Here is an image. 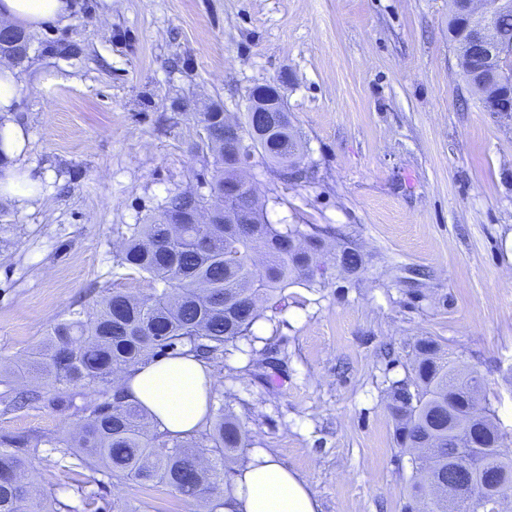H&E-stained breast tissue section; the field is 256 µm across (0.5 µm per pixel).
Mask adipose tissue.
<instances>
[{"mask_svg": "<svg viewBox=\"0 0 512 512\" xmlns=\"http://www.w3.org/2000/svg\"><path fill=\"white\" fill-rule=\"evenodd\" d=\"M71 9V0H0V21L37 29L66 21ZM19 92L11 70L1 68L0 150L13 160L23 154L27 139L23 127L11 118ZM215 385L205 362L192 355L157 359L118 380L126 399L147 409L159 431L180 438L205 422ZM224 501V512H319L311 486L264 450L241 469Z\"/></svg>", "mask_w": 512, "mask_h": 512, "instance_id": "1", "label": "adipose tissue"}]
</instances>
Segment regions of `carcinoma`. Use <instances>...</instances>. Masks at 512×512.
<instances>
[{
	"label": "carcinoma",
	"instance_id": "1",
	"mask_svg": "<svg viewBox=\"0 0 512 512\" xmlns=\"http://www.w3.org/2000/svg\"><path fill=\"white\" fill-rule=\"evenodd\" d=\"M494 24L499 39L511 44L512 12L498 15ZM196 148L215 158L210 198L191 191L170 195L158 216L133 225L121 253L120 264L149 279L150 292L104 290L93 312H76L53 324L44 340L15 365V378L33 377L49 387V397L34 391L31 400L44 399L60 411L75 407L79 388L102 391L100 400L80 409V423L69 439L0 434V512H72L54 488L33 489L25 482L29 456L41 447L62 459L74 456L96 473L168 487L186 502L204 500L208 512H222L224 462L249 446L236 419L221 407L205 433L172 438L157 429L144 408L109 392L112 376L167 354L214 358L226 343L252 334L264 314L258 300L278 302L291 286L317 284L320 259L339 261L341 272L364 264L355 247L328 250L329 235L317 227L308 234L316 241L314 248L298 252L292 245L301 234L298 226L269 223L266 203L257 196L252 205L258 223H224V137L205 134ZM255 150L258 165H274L280 182L308 178L301 165V141L291 128ZM475 390H484L482 378L429 337L414 346L411 376L389 386L394 441L409 455L412 470L403 512H493L491 506L472 508L481 494L474 486L450 500L426 491L420 479L428 459L436 475L448 479V451L472 446L512 478V459L500 444L495 411L484 406L488 424L465 418ZM85 487L86 482L74 481L85 509L104 512L97 494Z\"/></svg>",
	"mask_w": 512,
	"mask_h": 512
}]
</instances>
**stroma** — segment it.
<instances>
[{
    "label": "stroma",
    "instance_id": "obj_1",
    "mask_svg": "<svg viewBox=\"0 0 512 512\" xmlns=\"http://www.w3.org/2000/svg\"><path fill=\"white\" fill-rule=\"evenodd\" d=\"M30 33L13 117L43 201L0 199V397L50 325L117 285L130 227L179 191L209 196L214 159L193 151L195 113L246 112L287 78L305 182L253 171L274 224L334 228L364 264L294 286L249 340L211 360L216 405L275 452L320 512H402L411 468L393 438L388 385L434 337L481 375L512 446V126L484 112L448 40V0H73ZM278 360L268 368V360ZM74 411L0 410V434L66 437ZM109 512H197L174 492L72 470L37 449L27 478L74 508L73 478Z\"/></svg>",
    "mask_w": 512,
    "mask_h": 512
}]
</instances>
